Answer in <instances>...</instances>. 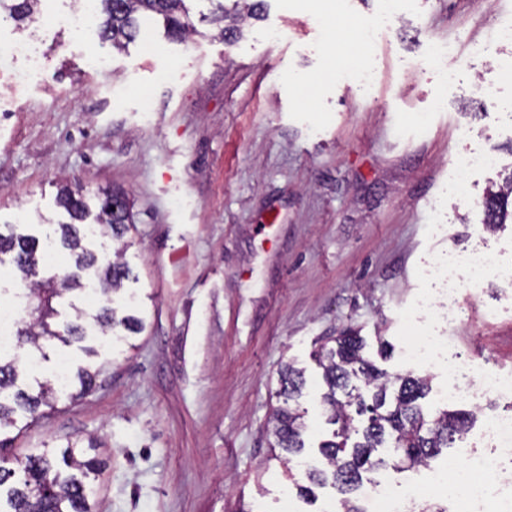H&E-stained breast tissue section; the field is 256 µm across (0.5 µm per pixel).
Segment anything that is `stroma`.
<instances>
[{
    "mask_svg": "<svg viewBox=\"0 0 512 512\" xmlns=\"http://www.w3.org/2000/svg\"><path fill=\"white\" fill-rule=\"evenodd\" d=\"M186 6L194 34L172 39L146 18L121 50L93 26L77 37L0 17V68L25 69L4 50L30 39L44 71L21 94L0 81V222L58 218L61 179L122 189L128 287L148 298L132 348L90 393L6 429L7 454L80 441L107 462L94 512H328L333 489L299 499L268 445L280 366L306 369L311 447L332 431L311 354L350 326L377 367L429 377L424 405L441 407L446 372L402 350L424 324L438 257L482 236L512 264V224L487 231L482 209L512 173V81L482 96L495 62L470 53L495 45L512 0H405L392 21L378 20L379 0H294L286 15L266 0L229 42L208 21L213 0ZM473 149L499 163L471 174L462 202L450 186ZM462 301L449 347L512 374V275L463 288Z\"/></svg>",
    "mask_w": 512,
    "mask_h": 512,
    "instance_id": "obj_1",
    "label": "stroma"
}]
</instances>
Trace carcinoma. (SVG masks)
I'll return each instance as SVG.
<instances>
[{
  "instance_id": "1",
  "label": "carcinoma",
  "mask_w": 512,
  "mask_h": 512,
  "mask_svg": "<svg viewBox=\"0 0 512 512\" xmlns=\"http://www.w3.org/2000/svg\"><path fill=\"white\" fill-rule=\"evenodd\" d=\"M210 22L219 26L220 35L231 40L240 32L239 24L257 18L264 0H233L224 6L216 0ZM93 10L99 17L98 35L102 44L120 49L140 34L138 15L151 13L163 19L166 33L183 37L194 27L187 19L185 0H94ZM38 0H0V14L17 24L36 22ZM512 200V175L506 187L491 191L483 199L484 224L490 231L504 223ZM57 204L65 210L70 222L50 224L41 235L17 230L8 225L9 233L0 232V264L16 269L24 288L20 291L22 310L30 318L18 330L17 343L36 349L43 360H49L44 343L63 346L79 345L85 356L99 360L106 347L125 341V336L144 329V318L130 311L134 296L121 295L124 282L132 274L123 261V251L115 256L105 251V244L94 246L96 237L122 240L135 224L131 203L118 189H101L83 193L69 185L61 186ZM60 248L67 252L68 266L47 277L40 276L47 251ZM99 295V306L92 319L100 335L112 336L117 342H97L83 324L86 312L69 303L74 310L70 320L59 321L55 303L70 294L88 292ZM334 345H323L313 354L322 369L325 392L319 406L327 422L336 426L331 438L319 443L317 452L326 467L306 465L307 484H296L299 495L311 496L313 487L331 486L340 495L343 512H363L354 505L349 494L361 483L362 473L384 464L373 458L374 452L392 440L394 453L409 467L429 466L441 448H449L461 439L475 419L464 410L441 409L435 415L426 412L420 400L426 397L429 379L410 373L389 374L365 357V341L358 330L349 327L333 339ZM99 370L78 366L74 377L79 393L85 394L95 385ZM15 359L0 352V430L16 425L19 417L42 414V407H53L57 386L48 377H35L18 382ZM306 380L304 371L288 362L279 370L277 397L282 405L272 411L270 447L298 457L306 451L305 434L309 428L307 410L300 407ZM78 443L66 441L56 455L47 449L26 456L16 469L0 459V512H93L92 490L87 479L98 471L95 458L76 457Z\"/></svg>"
}]
</instances>
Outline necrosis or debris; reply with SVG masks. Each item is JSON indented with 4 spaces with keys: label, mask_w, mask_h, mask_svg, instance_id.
<instances>
[{
    "label": "necrosis or debris",
    "mask_w": 512,
    "mask_h": 512,
    "mask_svg": "<svg viewBox=\"0 0 512 512\" xmlns=\"http://www.w3.org/2000/svg\"><path fill=\"white\" fill-rule=\"evenodd\" d=\"M435 292L423 305L425 328L411 339L402 354L405 362L432 366L445 363L448 385L443 391L446 400L468 398L479 403L490 397L505 402L504 411L490 414L481 431L485 453L473 458L475 473L466 475L453 489L454 512H484L489 501H496L498 512H512V496L505 487L512 482L507 466L512 463V375H505L485 363L461 362L449 358L445 327L463 322L459 297L464 276L480 280L499 272L495 255L480 246L449 251L434 264ZM450 468L431 469L427 480L397 492L392 485L380 484L372 491L373 512H413L421 494H436L449 489Z\"/></svg>",
    "instance_id": "4bbe7bcc"
}]
</instances>
